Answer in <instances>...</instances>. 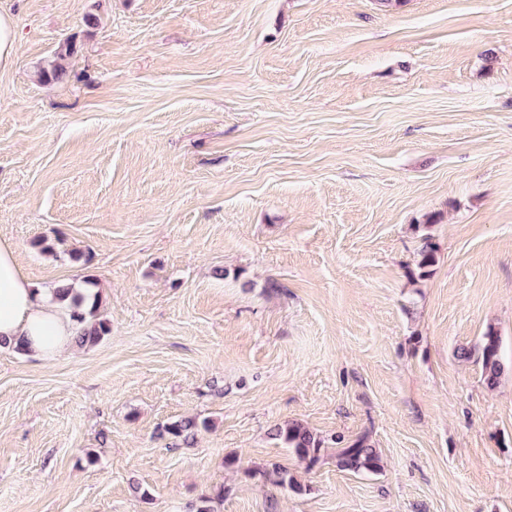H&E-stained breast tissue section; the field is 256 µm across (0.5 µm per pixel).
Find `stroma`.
<instances>
[{"mask_svg": "<svg viewBox=\"0 0 512 512\" xmlns=\"http://www.w3.org/2000/svg\"><path fill=\"white\" fill-rule=\"evenodd\" d=\"M0 14V245L112 326L0 349V512H512V0ZM490 329L493 388L460 356ZM362 436L381 473L338 467ZM437 253L438 246L433 242V238L430 235L425 236L418 251L416 263L418 277H425L431 271L430 268L437 262ZM274 436L282 439L288 448L308 465L315 464L320 458L322 440L301 423H288L285 427H276Z\"/></svg>", "mask_w": 512, "mask_h": 512, "instance_id": "stroma-1", "label": "stroma"}]
</instances>
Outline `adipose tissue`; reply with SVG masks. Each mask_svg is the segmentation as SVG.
<instances>
[{
    "instance_id": "ef3b65f1",
    "label": "adipose tissue",
    "mask_w": 512,
    "mask_h": 512,
    "mask_svg": "<svg viewBox=\"0 0 512 512\" xmlns=\"http://www.w3.org/2000/svg\"><path fill=\"white\" fill-rule=\"evenodd\" d=\"M78 330L69 298L34 287L20 273L13 250L0 246V345L55 359L70 353Z\"/></svg>"
}]
</instances>
